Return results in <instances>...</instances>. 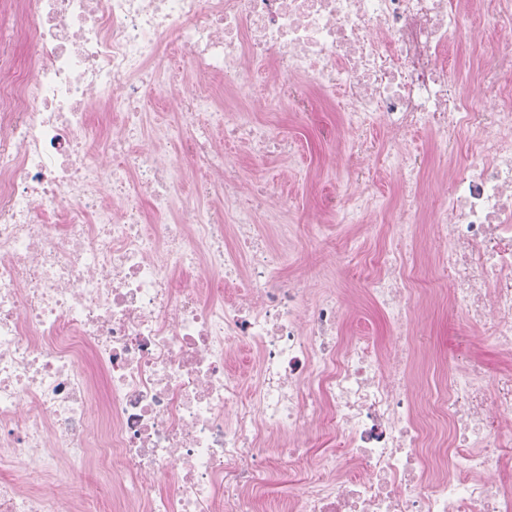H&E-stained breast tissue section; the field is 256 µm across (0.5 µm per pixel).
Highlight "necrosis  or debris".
I'll use <instances>...</instances> for the list:
<instances>
[{"instance_id": "obj_1", "label": "necrosis or debris", "mask_w": 512, "mask_h": 512, "mask_svg": "<svg viewBox=\"0 0 512 512\" xmlns=\"http://www.w3.org/2000/svg\"><path fill=\"white\" fill-rule=\"evenodd\" d=\"M473 6L0 0V512H89L92 466L119 512H512V369L450 364L444 467L407 374L421 222L449 316L512 358V48L470 66L498 100L458 90ZM329 90L339 222L381 207L371 131L402 193L367 288L381 347L258 231L289 208L263 161L298 151L264 114ZM423 134L451 162L428 212ZM478 51L471 45L464 43V40H457L453 43L449 50V65L452 67V72L458 79L457 88L463 94H468L471 91V86L466 80V70L469 60ZM359 320L367 321L369 331L373 336H376L380 342L385 343L390 336V326L386 321L384 315L369 304H365L363 307V313L361 317L354 319L348 325L349 328L352 326L357 327L360 324Z\"/></svg>"}]
</instances>
